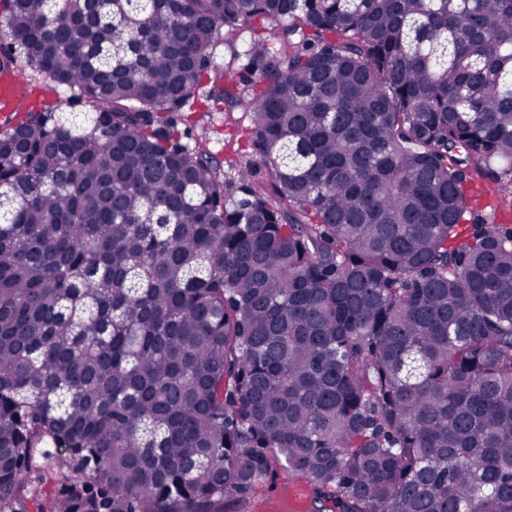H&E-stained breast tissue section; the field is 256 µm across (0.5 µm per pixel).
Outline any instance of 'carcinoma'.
I'll use <instances>...</instances> for the list:
<instances>
[{
  "instance_id": "cac0c4a2",
  "label": "carcinoma",
  "mask_w": 512,
  "mask_h": 512,
  "mask_svg": "<svg viewBox=\"0 0 512 512\" xmlns=\"http://www.w3.org/2000/svg\"><path fill=\"white\" fill-rule=\"evenodd\" d=\"M234 51L241 82L212 51ZM0 512H512V0H6ZM250 116L228 177L189 112ZM309 482L302 476L275 466L242 501H224V512H317Z\"/></svg>"
}]
</instances>
